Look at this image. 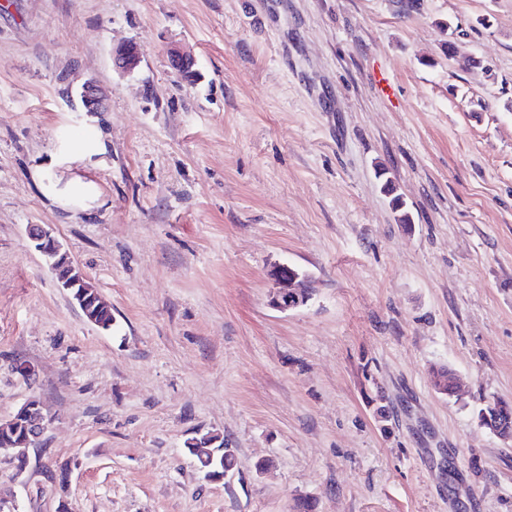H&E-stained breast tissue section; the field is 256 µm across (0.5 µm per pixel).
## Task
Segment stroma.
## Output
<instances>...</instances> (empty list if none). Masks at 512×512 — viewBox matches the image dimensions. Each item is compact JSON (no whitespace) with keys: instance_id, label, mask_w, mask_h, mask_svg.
Masks as SVG:
<instances>
[{"instance_id":"obj_1","label":"stroma","mask_w":512,"mask_h":512,"mask_svg":"<svg viewBox=\"0 0 512 512\" xmlns=\"http://www.w3.org/2000/svg\"><path fill=\"white\" fill-rule=\"evenodd\" d=\"M406 3L0 0V422L33 393L50 419L24 462L0 453V498L512 512V446L477 417L512 401V0ZM89 81L105 111L82 110ZM87 130L106 153L67 161ZM43 175L95 183L98 206L59 207ZM31 224L111 330L59 288ZM277 264L306 304L271 305ZM207 433L235 458L217 481L185 447ZM142 51L139 45L133 43L117 49L114 62L122 72L133 71L141 62ZM27 236L35 249L46 258L49 268L57 275L59 288L70 295L71 300L80 308L86 319L91 323L95 322V318L90 316L86 309L84 296L82 293L75 292V288L77 291L85 288L86 300L92 307L91 314L96 317V327L105 331L111 330L112 309H98L97 303H94V295H98L97 292L88 286L86 277L62 250L61 244L52 234L51 229L42 224H31L27 227ZM63 269H65L64 273H62Z\"/></svg>"}]
</instances>
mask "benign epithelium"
Here are the masks:
<instances>
[{
  "mask_svg": "<svg viewBox=\"0 0 512 512\" xmlns=\"http://www.w3.org/2000/svg\"><path fill=\"white\" fill-rule=\"evenodd\" d=\"M141 57L142 51L139 45L133 43L122 46L116 51L115 66L123 72H130L139 65ZM170 58L172 66L179 75L186 76L191 73L195 60L190 54L174 48L170 51ZM80 100L87 112L106 110V93L93 82L82 86ZM27 236L34 244L35 249L46 258L49 268L57 275L59 287L70 295L71 300L80 308L89 322H95V318L90 316L86 309L84 296L75 292L77 288L88 287L86 277L68 254L62 250L61 244L52 234L51 229L42 224H31L27 227ZM270 276L276 285V290L271 297V305L274 308L288 311L306 302L299 292L292 289V286L300 278L297 271L288 265L279 264L272 268ZM21 421L27 428L24 446L29 448L36 445L49 423L37 396H30L10 419L12 423Z\"/></svg>",
  "mask_w": 512,
  "mask_h": 512,
  "instance_id": "1",
  "label": "benign epithelium"
}]
</instances>
